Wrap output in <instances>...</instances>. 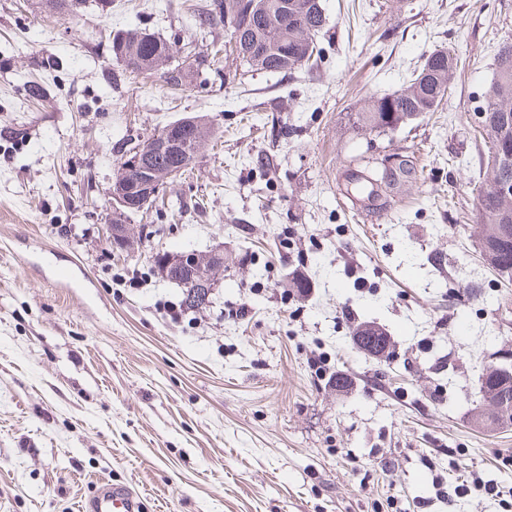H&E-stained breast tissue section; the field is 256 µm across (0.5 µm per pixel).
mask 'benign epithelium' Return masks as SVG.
Returning <instances> with one entry per match:
<instances>
[{
	"mask_svg": "<svg viewBox=\"0 0 512 512\" xmlns=\"http://www.w3.org/2000/svg\"><path fill=\"white\" fill-rule=\"evenodd\" d=\"M199 143L193 122L186 119L161 129L143 146L131 151V159L124 171L135 173V179L117 177L109 190L111 207L117 212H138L150 203L167 180L176 175L174 171L162 172L155 166L158 155L172 154L185 157V162L194 161L195 147ZM211 262H198L195 252L178 253L170 257L175 273H182L206 292L215 287L213 269L224 264L222 255L213 253Z\"/></svg>",
	"mask_w": 512,
	"mask_h": 512,
	"instance_id": "obj_1",
	"label": "benign epithelium"
}]
</instances>
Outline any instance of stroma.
Here are the masks:
<instances>
[{
  "label": "stroma",
  "mask_w": 512,
  "mask_h": 512,
  "mask_svg": "<svg viewBox=\"0 0 512 512\" xmlns=\"http://www.w3.org/2000/svg\"><path fill=\"white\" fill-rule=\"evenodd\" d=\"M203 3L82 0L71 20L0 0V512H86L107 483L140 512H512V427L472 422L483 363L512 368L474 122L512 0H322L321 57L286 75L247 71L223 25L196 37ZM134 27L197 81L113 60ZM448 47L437 111L355 127ZM194 113L214 148L128 219L133 248L113 245L118 159ZM368 153L415 166L383 211L341 191ZM188 250L224 256L198 310L155 265ZM363 321L389 358L356 349Z\"/></svg>",
  "instance_id": "35a3bbf8"
}]
</instances>
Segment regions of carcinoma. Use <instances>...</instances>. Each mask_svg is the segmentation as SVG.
<instances>
[{"label": "carcinoma", "instance_id": "1", "mask_svg": "<svg viewBox=\"0 0 512 512\" xmlns=\"http://www.w3.org/2000/svg\"><path fill=\"white\" fill-rule=\"evenodd\" d=\"M285 0H211L198 14V25L210 28L224 24L229 37L237 38L240 45L254 44L261 49L260 56H242L250 71L263 73H291L309 66L319 57L322 48L317 36L326 26L327 17L322 0H301L307 6L304 17L286 19L282 12ZM126 49H135L136 56L127 58L112 39V58L123 64L133 74L158 73L173 87L188 85L189 73L174 64L172 47L150 34L131 28L120 35ZM165 57L167 65L159 67L158 60ZM457 60L451 50L430 53L418 74L409 85L391 94L371 99L357 112L356 123L369 132L383 133L396 129L413 116L433 112L448 95ZM485 121L493 130L487 134L491 154L497 156L506 142L512 143V41L502 43L496 57V77L485 93ZM361 171L376 182L371 191L373 198L388 199L398 181L409 179L414 173L409 159L383 158L372 160ZM498 175L489 170L488 187L478 196L479 241L483 259L502 278L512 277V199L505 201L493 186ZM183 288L181 304L188 309L206 303L201 290L184 279L178 283ZM353 336L360 346L375 356L389 353V340L385 333L371 324L357 327ZM509 378L501 374L496 364L486 366L482 374V389L488 398L507 386Z\"/></svg>", "mask_w": 512, "mask_h": 512}]
</instances>
